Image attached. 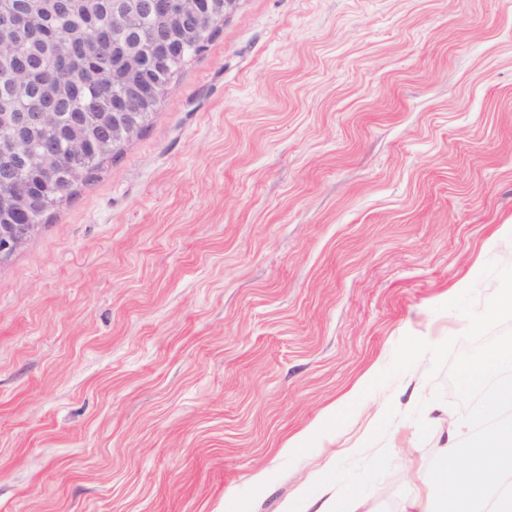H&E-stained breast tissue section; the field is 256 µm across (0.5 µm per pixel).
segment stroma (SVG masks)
Listing matches in <instances>:
<instances>
[{
    "mask_svg": "<svg viewBox=\"0 0 512 512\" xmlns=\"http://www.w3.org/2000/svg\"><path fill=\"white\" fill-rule=\"evenodd\" d=\"M504 224L512 0H237L0 261V512H401L448 369L326 417L405 335L474 349Z\"/></svg>",
    "mask_w": 512,
    "mask_h": 512,
    "instance_id": "1",
    "label": "stroma"
}]
</instances>
